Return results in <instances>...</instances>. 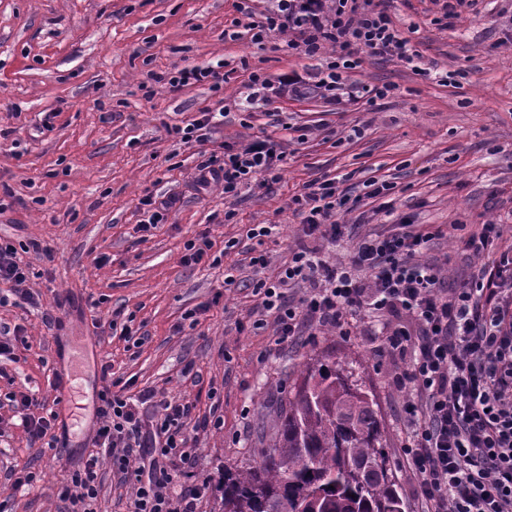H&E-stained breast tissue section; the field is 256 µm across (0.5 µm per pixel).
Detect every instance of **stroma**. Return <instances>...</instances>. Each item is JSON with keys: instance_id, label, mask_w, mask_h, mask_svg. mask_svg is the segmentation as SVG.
Here are the masks:
<instances>
[{"instance_id": "1", "label": "stroma", "mask_w": 512, "mask_h": 512, "mask_svg": "<svg viewBox=\"0 0 512 512\" xmlns=\"http://www.w3.org/2000/svg\"><path fill=\"white\" fill-rule=\"evenodd\" d=\"M235 0H0V236L37 241L22 259L21 292L0 283V325L19 326L15 361L0 363V463L29 468L37 479L7 498L5 512H61V492L86 454L107 380L128 394L192 404L188 445L198 470L216 474L256 458L278 432L288 392L314 357L357 361L375 403L398 491L416 512L403 463L406 394L392 383L398 363L378 350L381 323L353 324L347 334L315 329L279 341L253 292L275 278L303 241L302 217L288 206L304 185L350 174L343 188L359 197L350 228L329 258L342 260L355 239L387 234L393 217L365 198L364 184L394 185L395 215L434 232L427 258L446 262L449 287L469 281L485 260L463 252L459 237L482 224L512 247V0H479L449 26L436 24L433 0H384L410 31L425 63L448 85L395 59L361 54L352 80L391 86L376 105L336 109L322 98L286 95L247 109L239 91L254 71L270 77L304 59L281 51V35L264 47L248 35L228 41ZM223 61L219 91L195 85L172 93L155 81L187 65ZM204 110L224 111L210 141L180 144L173 126ZM362 137L348 138L354 125ZM269 136L281 143L280 178L248 186L234 203L222 185L198 192L197 166L223 142ZM174 195L167 223L143 232L140 198ZM272 224L261 239L251 225ZM212 242L206 262L188 266L185 245ZM264 255L267 264L252 266ZM233 276L225 285V276ZM64 299L61 327L48 329L46 309ZM198 310L189 324L183 314ZM132 318L143 343L132 347L112 330ZM264 320L255 329L256 320ZM110 379H103V371ZM70 378L75 397L55 391ZM47 399L56 430H68L61 459L33 445L18 426L10 393ZM223 419L214 427V419Z\"/></svg>"}]
</instances>
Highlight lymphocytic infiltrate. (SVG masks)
Masks as SVG:
<instances>
[{
    "label": "lymphocytic infiltrate",
    "instance_id": "lymphocytic-infiltrate-1",
    "mask_svg": "<svg viewBox=\"0 0 512 512\" xmlns=\"http://www.w3.org/2000/svg\"><path fill=\"white\" fill-rule=\"evenodd\" d=\"M226 39L246 31L264 46L284 35V48L301 58L331 49L329 61L282 74L292 96L317 95L333 105L385 99L389 86L350 81L359 50L393 57L419 72L423 57L395 25L381 0H238ZM175 92L189 85L221 89V65L185 67L158 75ZM284 153L269 137L239 145L224 142L198 166L196 184L224 186L236 199L242 186L276 180ZM290 207L303 217L306 242L292 253L278 281L257 282L262 308L274 316L280 340L307 328L348 331L352 322L390 319L383 352L409 363L395 376L407 391V435L400 452L414 478L418 512H512V254L480 267L463 287L447 289L440 266L421 258L430 232L398 224L389 234L359 238L348 262L327 261L318 241L341 240L354 210L337 178L315 181L294 195ZM310 284L300 304L286 288ZM98 427L83 466L63 495L67 512H95L98 469L111 457L121 482L133 483L129 512H197L201 487L196 456L187 450L190 403L158 400L152 393L104 390Z\"/></svg>",
    "mask_w": 512,
    "mask_h": 512
}]
</instances>
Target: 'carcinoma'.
I'll return each instance as SVG.
<instances>
[{
  "label": "carcinoma",
  "instance_id": "obj_1",
  "mask_svg": "<svg viewBox=\"0 0 512 512\" xmlns=\"http://www.w3.org/2000/svg\"><path fill=\"white\" fill-rule=\"evenodd\" d=\"M347 361L305 365L260 460L224 468L222 512H398L373 400Z\"/></svg>",
  "mask_w": 512,
  "mask_h": 512
}]
</instances>
